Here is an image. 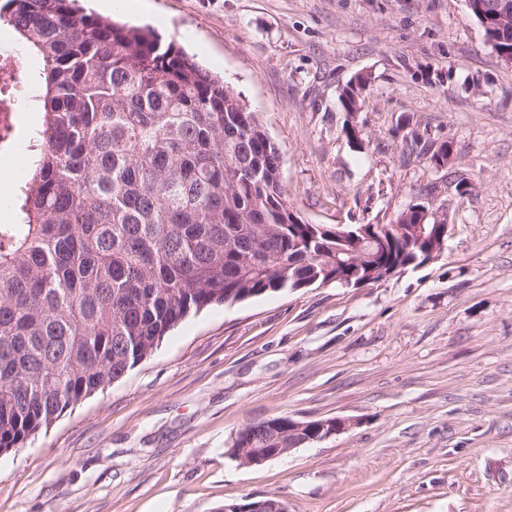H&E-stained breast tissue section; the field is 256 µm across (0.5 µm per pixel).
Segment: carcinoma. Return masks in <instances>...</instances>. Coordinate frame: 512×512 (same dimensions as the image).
Masks as SVG:
<instances>
[{
  "label": "carcinoma",
  "instance_id": "cac0c4a2",
  "mask_svg": "<svg viewBox=\"0 0 512 512\" xmlns=\"http://www.w3.org/2000/svg\"><path fill=\"white\" fill-rule=\"evenodd\" d=\"M484 38L512 55L500 0ZM40 60L30 174L0 224V453L147 359L201 310L320 285L374 282L427 260L435 229L398 214L393 241L352 262L347 236L293 222L280 154L255 112L174 41L77 0H0V24ZM367 75L339 100L361 108ZM297 421L233 445L286 448Z\"/></svg>",
  "mask_w": 512,
  "mask_h": 512
}]
</instances>
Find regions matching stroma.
<instances>
[{"instance_id":"stroma-1","label":"stroma","mask_w":512,"mask_h":512,"mask_svg":"<svg viewBox=\"0 0 512 512\" xmlns=\"http://www.w3.org/2000/svg\"><path fill=\"white\" fill-rule=\"evenodd\" d=\"M112 14L241 93L305 222L387 224L427 195L448 237L365 287L190 316L0 454V512H219L247 497L288 512H512V65L464 0H138ZM361 72L352 117L338 94ZM415 131L452 141L450 165L412 154ZM272 416L347 426L240 465L238 431Z\"/></svg>"}]
</instances>
